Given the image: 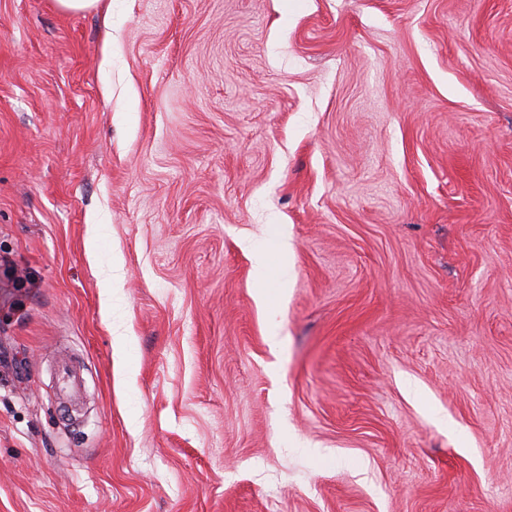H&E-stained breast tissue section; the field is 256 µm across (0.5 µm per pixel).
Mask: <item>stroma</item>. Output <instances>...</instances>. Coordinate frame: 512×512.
Instances as JSON below:
<instances>
[{"instance_id": "stroma-1", "label": "stroma", "mask_w": 512, "mask_h": 512, "mask_svg": "<svg viewBox=\"0 0 512 512\" xmlns=\"http://www.w3.org/2000/svg\"><path fill=\"white\" fill-rule=\"evenodd\" d=\"M0 512H512V0H0Z\"/></svg>"}]
</instances>
